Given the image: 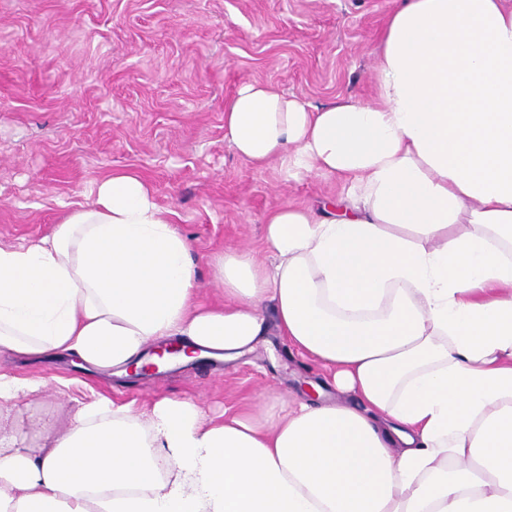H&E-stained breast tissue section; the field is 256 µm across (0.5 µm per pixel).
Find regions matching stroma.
<instances>
[{
  "label": "stroma",
  "mask_w": 512,
  "mask_h": 512,
  "mask_svg": "<svg viewBox=\"0 0 512 512\" xmlns=\"http://www.w3.org/2000/svg\"><path fill=\"white\" fill-rule=\"evenodd\" d=\"M393 8L394 0H0V243L49 234L92 202L100 179L132 170L176 212L202 303L223 304L214 254L250 248L267 260L270 210L314 207L342 191L328 176L290 181L239 157L224 139L225 102L247 82L319 107L367 97ZM8 367L43 375L39 403L65 409L91 386L137 408L190 397L209 414H273L326 380L272 326L237 360L197 354L134 382L64 357Z\"/></svg>",
  "instance_id": "obj_1"
}]
</instances>
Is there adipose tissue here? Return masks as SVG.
Listing matches in <instances>:
<instances>
[{"label": "adipose tissue", "instance_id": "obj_1", "mask_svg": "<svg viewBox=\"0 0 512 512\" xmlns=\"http://www.w3.org/2000/svg\"><path fill=\"white\" fill-rule=\"evenodd\" d=\"M224 137L349 191L269 212L270 262L225 249L204 308L172 212L112 172L49 235L0 244V356L109 369L180 337L232 359L269 306L352 402L216 418L93 392L58 430L28 402L44 379L2 369L0 512H512V0H397L371 98L247 83Z\"/></svg>", "mask_w": 512, "mask_h": 512}]
</instances>
